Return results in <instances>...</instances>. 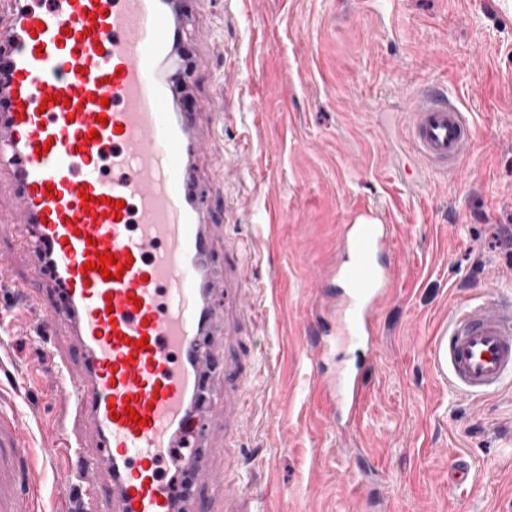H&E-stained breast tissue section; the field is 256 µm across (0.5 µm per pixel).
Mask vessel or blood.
Returning a JSON list of instances; mask_svg holds the SVG:
<instances>
[{"label":"vessel or blood","instance_id":"vessel-or-blood-1","mask_svg":"<svg viewBox=\"0 0 512 512\" xmlns=\"http://www.w3.org/2000/svg\"><path fill=\"white\" fill-rule=\"evenodd\" d=\"M11 44L0 56V162L18 174L17 203L31 227L29 251L56 286L43 298L28 280L0 276L41 320L49 338L67 332L78 358L60 354L55 395L97 438L81 455L75 484L85 512H179L167 474L171 448L197 424L206 362L224 365V440L239 442L244 370L236 350L254 303L239 288V246L224 243L231 311L213 334L210 259L214 221L190 184L189 160L204 143L194 113L223 108L193 102L178 112L161 76L184 33L165 0H13ZM97 139H90V132ZM477 130L440 86L421 90L407 111L404 139L434 174L458 167ZM92 203H83V195ZM390 225L366 210L344 225L334 276L336 320L320 357H336L326 382L334 423H357L379 342L378 314L397 283L386 255ZM114 254L111 279L94 267ZM433 371L467 397L512 383V294L489 289L452 310L430 350ZM141 416L130 422L129 411ZM77 439L31 447L12 406L0 405V512H40L39 465Z\"/></svg>","mask_w":512,"mask_h":512}]
</instances>
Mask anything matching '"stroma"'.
I'll use <instances>...</instances> for the list:
<instances>
[{
    "instance_id": "obj_1",
    "label": "stroma",
    "mask_w": 512,
    "mask_h": 512,
    "mask_svg": "<svg viewBox=\"0 0 512 512\" xmlns=\"http://www.w3.org/2000/svg\"><path fill=\"white\" fill-rule=\"evenodd\" d=\"M181 71L186 94L223 98L233 118L199 113L207 142L194 181L224 237L213 281L224 287V242L240 244L243 289L257 311L242 324L247 380L239 397L242 445L224 447L214 410L201 465L206 512H512V385L482 399L434 374L428 345L451 308L485 288L512 291V0H188ZM239 91L224 94V75ZM442 85L469 113L476 139L457 178L404 172L401 130L410 97ZM17 183L0 167V249L10 274L30 275L28 229ZM393 229L389 259L399 286L379 314L367 399L353 428L330 425L318 361L330 322L331 277L343 225L360 206ZM483 259V272L472 268ZM37 315L20 317L0 352V396L29 372L41 407L18 414L33 444L71 430L52 389L57 358L38 338ZM466 460L468 483L448 485ZM240 482L224 497L225 481Z\"/></svg>"
}]
</instances>
